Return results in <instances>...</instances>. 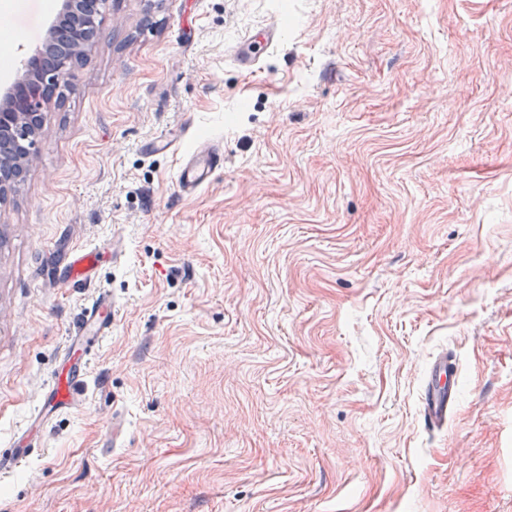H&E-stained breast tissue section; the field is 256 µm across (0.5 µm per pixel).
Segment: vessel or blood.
<instances>
[{
    "instance_id": "b4317fda",
    "label": "vessel or blood",
    "mask_w": 512,
    "mask_h": 512,
    "mask_svg": "<svg viewBox=\"0 0 512 512\" xmlns=\"http://www.w3.org/2000/svg\"><path fill=\"white\" fill-rule=\"evenodd\" d=\"M280 39L277 23H269L260 32L250 36L233 50V58L243 70H251L259 55ZM224 150L220 141L208 140L198 143L182 158L177 176L182 193L192 194L209 182L212 174L223 168ZM98 262L97 249H72L68 260L58 274L60 284L86 282L95 274ZM117 311V302L109 293L98 295L86 309L79 324L67 340L68 347H88L108 336ZM88 370L84 360H72L65 374L52 376L44 393L37 418L46 420L65 409L77 407L82 402L83 385ZM457 361L453 354H439L431 364L424 387L421 405L425 425L441 427L447 424L448 416L457 402L455 376Z\"/></svg>"
}]
</instances>
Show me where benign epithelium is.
I'll use <instances>...</instances> for the list:
<instances>
[{
	"label": "benign epithelium",
	"instance_id": "benign-epithelium-1",
	"mask_svg": "<svg viewBox=\"0 0 512 512\" xmlns=\"http://www.w3.org/2000/svg\"><path fill=\"white\" fill-rule=\"evenodd\" d=\"M109 2L100 0L98 11L89 14L83 8V0H61L50 30V42L64 38L56 69L42 71V52L27 53L20 60L21 74L0 91V140H10L14 146L13 152L0 153V201L16 189L19 172L28 170L32 162L33 141L42 128L47 104L45 87L51 83L71 89L68 81L72 70L97 35Z\"/></svg>",
	"mask_w": 512,
	"mask_h": 512
}]
</instances>
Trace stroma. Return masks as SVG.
I'll use <instances>...</instances> for the list:
<instances>
[{"label": "stroma", "instance_id": "stroma-1", "mask_svg": "<svg viewBox=\"0 0 512 512\" xmlns=\"http://www.w3.org/2000/svg\"><path fill=\"white\" fill-rule=\"evenodd\" d=\"M0 8L3 85L60 2ZM69 82L0 203V450L97 292L119 308L0 512H512V0H114ZM206 138L224 167L182 194ZM279 39L278 24L272 21L257 34L241 41L233 50V58L241 69L249 71L257 65L258 56L279 42ZM98 262L96 248H74L68 260L59 269L58 282L61 285L90 281L95 274ZM456 373V358L448 351H443L432 362L421 405L426 426L442 427L448 423V415L457 402Z\"/></svg>", "mask_w": 512, "mask_h": 512}]
</instances>
